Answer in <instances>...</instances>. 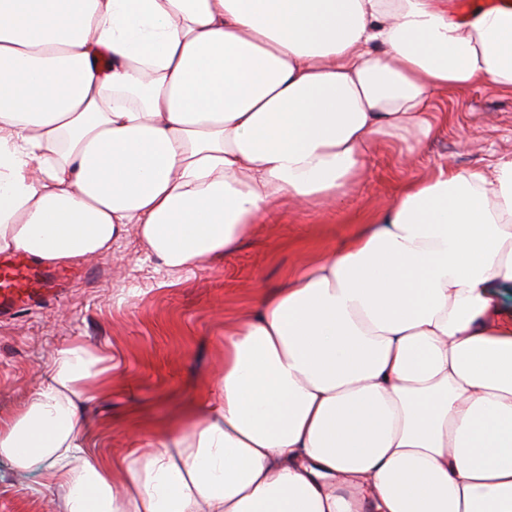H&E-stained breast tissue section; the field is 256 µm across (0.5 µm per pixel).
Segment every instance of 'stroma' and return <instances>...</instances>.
Returning a JSON list of instances; mask_svg holds the SVG:
<instances>
[{"instance_id": "35a3bbf8", "label": "stroma", "mask_w": 512, "mask_h": 512, "mask_svg": "<svg viewBox=\"0 0 512 512\" xmlns=\"http://www.w3.org/2000/svg\"><path fill=\"white\" fill-rule=\"evenodd\" d=\"M446 124L405 167L397 138H379L365 178L340 209L280 203L276 222L255 225L234 250L172 272L150 256L136 229L103 255L76 264L65 291L33 311L0 318V415L13 414L39 386L57 351L82 341L103 359L105 394L87 412L95 457L116 459L151 434L201 412L206 388L224 360V327L254 310L278 286L398 196L406 178L439 166L484 171L512 155V92L485 84L439 94ZM41 472L0 460V512H60L61 488L33 497Z\"/></svg>"}]
</instances>
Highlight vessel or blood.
I'll list each match as a JSON object with an SVG mask.
<instances>
[{"instance_id":"vessel-or-blood-1","label":"vessel or blood","mask_w":512,"mask_h":512,"mask_svg":"<svg viewBox=\"0 0 512 512\" xmlns=\"http://www.w3.org/2000/svg\"><path fill=\"white\" fill-rule=\"evenodd\" d=\"M51 275L23 256L0 263V314L12 315L32 308L48 292Z\"/></svg>"}]
</instances>
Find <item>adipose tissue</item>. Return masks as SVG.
Instances as JSON below:
<instances>
[{"mask_svg":"<svg viewBox=\"0 0 512 512\" xmlns=\"http://www.w3.org/2000/svg\"><path fill=\"white\" fill-rule=\"evenodd\" d=\"M512 91V9L448 0H0V254L171 270L282 199L339 202L381 136L416 150L442 92ZM224 329L201 415L118 463L82 412L102 357L61 348L0 420L62 512H512V156L439 166Z\"/></svg>","mask_w":512,"mask_h":512,"instance_id":"1","label":"adipose tissue"}]
</instances>
